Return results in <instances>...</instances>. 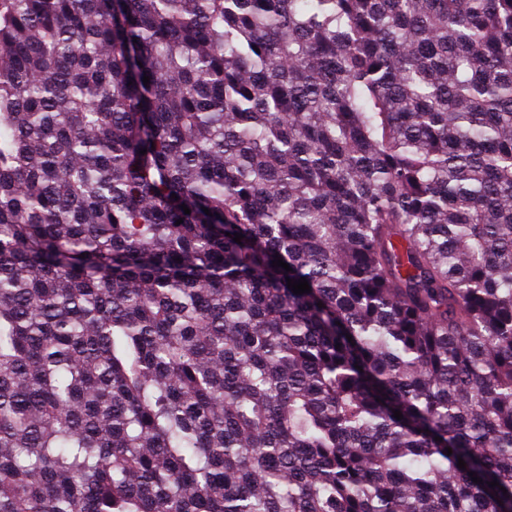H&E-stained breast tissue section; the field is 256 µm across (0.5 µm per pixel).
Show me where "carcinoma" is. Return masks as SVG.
I'll list each match as a JSON object with an SVG mask.
<instances>
[{"instance_id":"1","label":"carcinoma","mask_w":512,"mask_h":512,"mask_svg":"<svg viewBox=\"0 0 512 512\" xmlns=\"http://www.w3.org/2000/svg\"><path fill=\"white\" fill-rule=\"evenodd\" d=\"M0 512H512V0H0Z\"/></svg>"}]
</instances>
